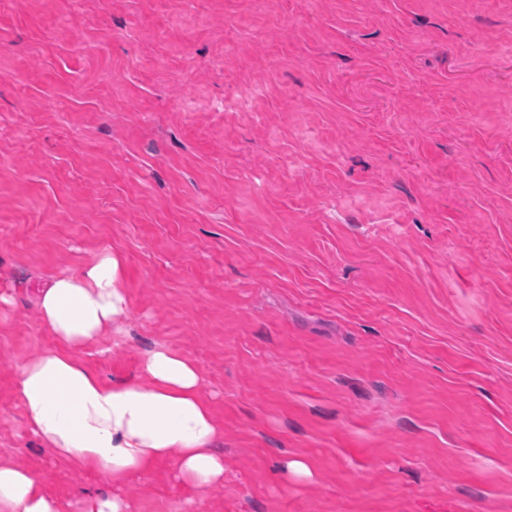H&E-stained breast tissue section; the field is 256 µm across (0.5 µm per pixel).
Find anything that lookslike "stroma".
Returning <instances> with one entry per match:
<instances>
[{"instance_id":"stroma-1","label":"stroma","mask_w":512,"mask_h":512,"mask_svg":"<svg viewBox=\"0 0 512 512\" xmlns=\"http://www.w3.org/2000/svg\"><path fill=\"white\" fill-rule=\"evenodd\" d=\"M103 247L85 360L199 366L203 493L29 430L38 294ZM0 290V463L64 507L512 512V0H0ZM80 512H131L129 502L119 496L107 499H86L79 502Z\"/></svg>"}]
</instances>
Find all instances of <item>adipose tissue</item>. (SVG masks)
Masks as SVG:
<instances>
[{
  "label": "adipose tissue",
  "mask_w": 512,
  "mask_h": 512,
  "mask_svg": "<svg viewBox=\"0 0 512 512\" xmlns=\"http://www.w3.org/2000/svg\"><path fill=\"white\" fill-rule=\"evenodd\" d=\"M37 307L56 346L24 365L17 385L43 448L115 486L161 461L172 462L190 489L223 483L224 457L214 449L223 429L199 392L201 371L193 361L157 348L136 379L107 384L78 356L131 308L122 253L100 249L86 266L54 277ZM0 512L63 508L41 478L0 464Z\"/></svg>",
  "instance_id": "1"
}]
</instances>
